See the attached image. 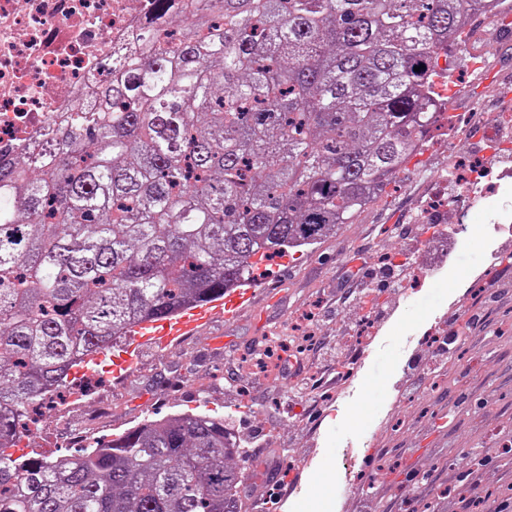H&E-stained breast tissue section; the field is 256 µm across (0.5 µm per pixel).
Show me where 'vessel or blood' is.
<instances>
[{
	"instance_id": "b4317fda",
	"label": "vessel or blood",
	"mask_w": 512,
	"mask_h": 512,
	"mask_svg": "<svg viewBox=\"0 0 512 512\" xmlns=\"http://www.w3.org/2000/svg\"><path fill=\"white\" fill-rule=\"evenodd\" d=\"M255 293V286L250 284L233 289L227 296L217 298L185 314L143 323L137 329L135 341L139 344L162 345L178 337L191 334L198 326L214 316L234 318L240 307L253 300Z\"/></svg>"
}]
</instances>
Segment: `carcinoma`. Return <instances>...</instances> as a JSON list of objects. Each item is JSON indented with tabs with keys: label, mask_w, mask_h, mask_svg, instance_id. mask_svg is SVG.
Returning a JSON list of instances; mask_svg holds the SVG:
<instances>
[{
	"label": "carcinoma",
	"mask_w": 512,
	"mask_h": 512,
	"mask_svg": "<svg viewBox=\"0 0 512 512\" xmlns=\"http://www.w3.org/2000/svg\"><path fill=\"white\" fill-rule=\"evenodd\" d=\"M486 12L487 0H154L96 101L36 155L0 163V512H242L232 413L147 419L55 459L7 449L73 367L379 201L421 155L434 78Z\"/></svg>",
	"instance_id": "obj_1"
}]
</instances>
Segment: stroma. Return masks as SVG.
I'll return each instance as SVG.
<instances>
[{
    "mask_svg": "<svg viewBox=\"0 0 512 512\" xmlns=\"http://www.w3.org/2000/svg\"><path fill=\"white\" fill-rule=\"evenodd\" d=\"M466 51L499 71L478 97L466 99L462 92L477 83L479 73L460 64L449 109L502 112L500 99L512 92V36L478 22ZM485 147L480 134L467 143H429L420 157L425 171L408 167L378 203L342 225L336 237L262 263L261 292L251 308L232 320H212L166 348L141 345L130 370L113 373L111 359L102 360L87 372L94 396L47 417L33 436L21 440V448H38L54 458L87 432L109 437L143 419L196 407L232 411L240 436L253 441L244 464L249 503L268 500L276 484L302 487L299 494L277 499L270 512H308L317 496L334 512H358L355 502L369 489L363 483L352 491L345 487L338 461L348 445L361 458L387 467L384 479L392 497L371 512H422L427 505L438 512L444 467L467 471L480 450H500V464L511 471L512 453L505 448L512 442V314L498 315L478 347L436 374L425 370L424 344L401 345L403 337L427 335L437 321H461L466 313L479 312L485 301L478 291L488 282H512V244L501 246L487 219L488 211L512 209L511 195L489 198L465 218L453 202L432 205L449 157H478ZM459 222L466 230L449 241L450 255L437 276L417 283L412 300L400 303L390 286L397 274L382 271L376 255L396 250L424 262L429 249L440 244L429 235V224ZM357 275L384 287L377 305L347 300ZM374 311L380 315L377 336L362 359L354 397L339 408L320 405L305 386L307 371L284 364L274 380L264 366L238 367L262 338L286 333L303 319H311L317 336H339ZM200 375L207 378L203 391L196 382ZM476 381L493 398L483 409L469 393ZM462 392L468 395L464 404L441 409V401ZM426 460L435 468L416 483L415 502L406 506L400 489Z\"/></svg>",
    "mask_w": 512,
    "mask_h": 512,
    "instance_id": "stroma-1",
    "label": "stroma"
}]
</instances>
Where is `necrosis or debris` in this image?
<instances>
[{
	"instance_id": "obj_1",
	"label": "necrosis or debris",
	"mask_w": 512,
	"mask_h": 512,
	"mask_svg": "<svg viewBox=\"0 0 512 512\" xmlns=\"http://www.w3.org/2000/svg\"><path fill=\"white\" fill-rule=\"evenodd\" d=\"M151 12V0H0V161L30 153L75 103H92L112 78L114 56L136 42ZM483 133L500 164L464 165L458 198L466 204L512 186V142L501 139L494 122ZM341 343L346 366L309 373L336 403L354 393L362 350L354 337Z\"/></svg>"
}]
</instances>
